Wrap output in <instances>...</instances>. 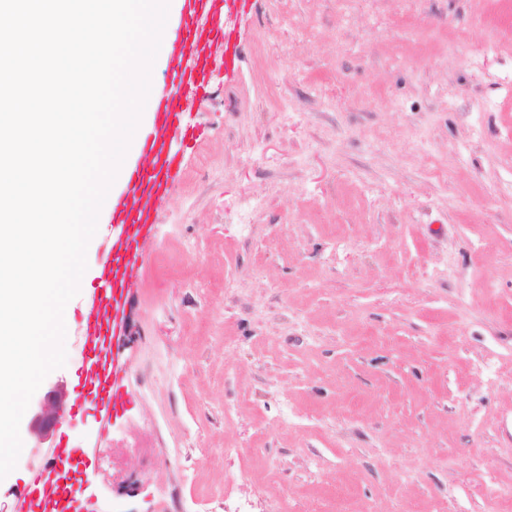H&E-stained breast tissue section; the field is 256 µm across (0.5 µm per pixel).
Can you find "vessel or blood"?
I'll return each instance as SVG.
<instances>
[{
	"instance_id": "obj_1",
	"label": "vessel or blood",
	"mask_w": 512,
	"mask_h": 512,
	"mask_svg": "<svg viewBox=\"0 0 512 512\" xmlns=\"http://www.w3.org/2000/svg\"><path fill=\"white\" fill-rule=\"evenodd\" d=\"M237 2L183 0L178 22L165 26L168 81L163 89L150 91L145 109L152 120L136 133L135 159L124 169V191L108 193L101 208L120 233L105 248L96 278L82 283L92 297L80 315L84 356L73 375L66 409L70 416L89 413L106 424L124 413L130 401L127 368L115 347L126 334L129 298L147 262L144 244L181 166L172 144L204 136L202 130L183 125V105L208 94L214 46H223L226 68H234L238 60L237 40L222 23L225 9ZM92 455V449L62 442L46 448L28 480L14 485L13 512H73L71 485L62 476L78 474Z\"/></svg>"
}]
</instances>
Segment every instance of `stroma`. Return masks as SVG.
<instances>
[{"mask_svg":"<svg viewBox=\"0 0 512 512\" xmlns=\"http://www.w3.org/2000/svg\"><path fill=\"white\" fill-rule=\"evenodd\" d=\"M76 486L105 512H512V0H251Z\"/></svg>","mask_w":512,"mask_h":512,"instance_id":"stroma-1","label":"stroma"}]
</instances>
